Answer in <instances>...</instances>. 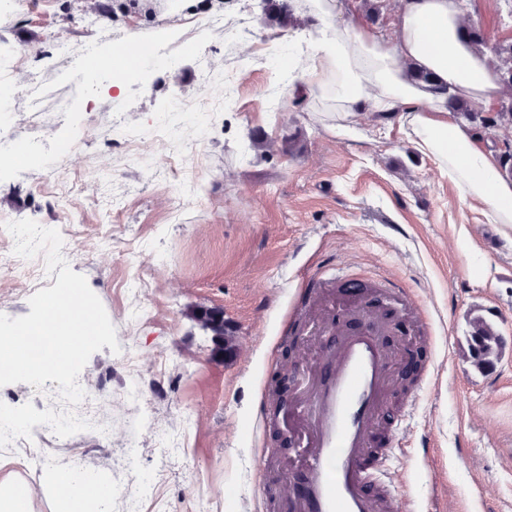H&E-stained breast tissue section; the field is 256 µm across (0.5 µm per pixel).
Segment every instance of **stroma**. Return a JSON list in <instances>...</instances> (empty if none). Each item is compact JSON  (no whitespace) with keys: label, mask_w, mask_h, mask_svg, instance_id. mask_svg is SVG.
Masks as SVG:
<instances>
[{"label":"stroma","mask_w":512,"mask_h":512,"mask_svg":"<svg viewBox=\"0 0 512 512\" xmlns=\"http://www.w3.org/2000/svg\"><path fill=\"white\" fill-rule=\"evenodd\" d=\"M281 2L0 0V58L14 57L5 79L19 94L0 121L24 123L32 147L13 166L14 146L0 140V213L67 225L61 253L120 346L81 371L102 385L99 411L71 433L51 439L42 426L58 382L0 387L23 403L33 434L0 458L36 488L47 468L80 458L111 481V512H263L268 487L304 485L295 449L276 437L288 418L275 432L256 427L275 378L301 368L284 342L295 322L311 324L320 299L361 310L366 282L383 291L384 342L412 370L396 377L375 435L388 448L408 442L392 461L390 512H512V228L487 223L398 117L363 112L342 126L329 89L298 94L277 79L267 58L286 65L311 23L309 0L287 12ZM214 18L250 28L251 43L204 31ZM462 21L487 46L512 43V0H466ZM113 50L129 51L136 71L120 96L109 69L85 70ZM204 85L203 129L187 127L170 151L160 114L198 100ZM119 124L139 132L136 150L113 136ZM472 126L512 178V128L492 110ZM178 168L195 179L174 178ZM342 266L349 279L310 288ZM392 284L427 321L388 294ZM196 308L222 314L230 347L192 318ZM476 317L501 341L483 369L470 346Z\"/></svg>","instance_id":"stroma-1"}]
</instances>
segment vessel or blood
I'll return each instance as SVG.
<instances>
[{"instance_id":"b4317fda","label":"vessel or blood","mask_w":512,"mask_h":512,"mask_svg":"<svg viewBox=\"0 0 512 512\" xmlns=\"http://www.w3.org/2000/svg\"><path fill=\"white\" fill-rule=\"evenodd\" d=\"M384 329L371 313L363 330L342 340L314 381L301 389L292 415L291 442L301 457L308 495L301 512H386L393 477L379 464L367 483L365 462L379 421L395 354L381 341Z\"/></svg>"}]
</instances>
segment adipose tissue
<instances>
[{
  "mask_svg": "<svg viewBox=\"0 0 512 512\" xmlns=\"http://www.w3.org/2000/svg\"><path fill=\"white\" fill-rule=\"evenodd\" d=\"M345 0L314 12L290 62L303 86L336 87V118L347 122L360 111L398 115L418 149L433 157L493 224L512 226V179L479 144L476 132L455 119L448 97L455 94L492 106L499 97L495 70L462 38L461 0H402L395 36L333 24L332 11ZM427 71L431 83L414 86L405 70ZM53 512H109L111 481L72 468L46 469L41 484ZM33 489L0 460V512H32Z\"/></svg>",
  "mask_w": 512,
  "mask_h": 512,
  "instance_id": "1",
  "label": "adipose tissue"
}]
</instances>
